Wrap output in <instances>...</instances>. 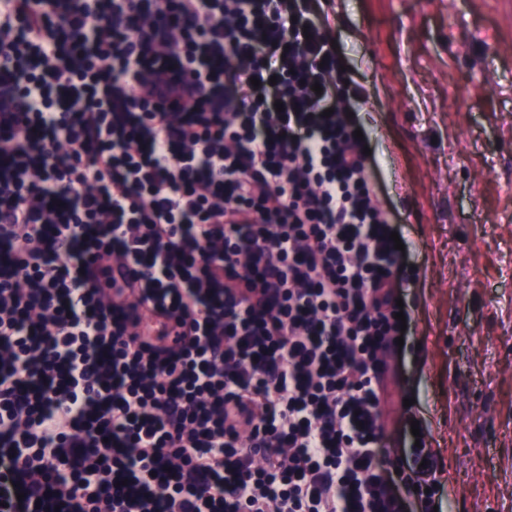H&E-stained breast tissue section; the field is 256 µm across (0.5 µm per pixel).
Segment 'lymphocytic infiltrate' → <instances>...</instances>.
Here are the masks:
<instances>
[{
    "instance_id": "lymphocytic-infiltrate-1",
    "label": "lymphocytic infiltrate",
    "mask_w": 512,
    "mask_h": 512,
    "mask_svg": "<svg viewBox=\"0 0 512 512\" xmlns=\"http://www.w3.org/2000/svg\"><path fill=\"white\" fill-rule=\"evenodd\" d=\"M314 2L0 0V512H434Z\"/></svg>"
}]
</instances>
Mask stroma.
I'll use <instances>...</instances> for the list:
<instances>
[{"label":"stroma","mask_w":512,"mask_h":512,"mask_svg":"<svg viewBox=\"0 0 512 512\" xmlns=\"http://www.w3.org/2000/svg\"><path fill=\"white\" fill-rule=\"evenodd\" d=\"M397 216L415 352L382 417H415L438 512H512V0H320ZM412 407H404V399Z\"/></svg>","instance_id":"35a3bbf8"}]
</instances>
